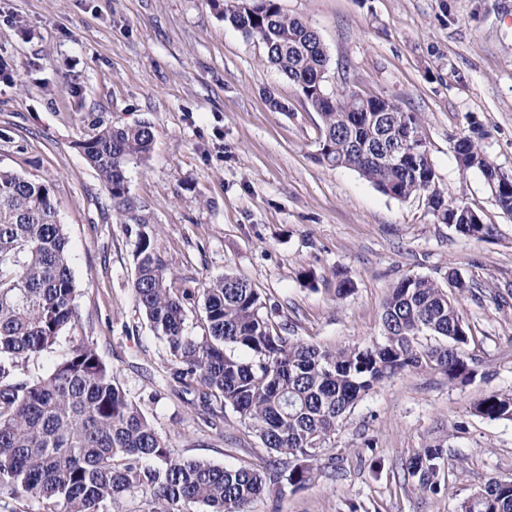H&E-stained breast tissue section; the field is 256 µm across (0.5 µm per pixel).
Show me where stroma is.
<instances>
[{"instance_id": "35a3bbf8", "label": "stroma", "mask_w": 512, "mask_h": 512, "mask_svg": "<svg viewBox=\"0 0 512 512\" xmlns=\"http://www.w3.org/2000/svg\"><path fill=\"white\" fill-rule=\"evenodd\" d=\"M308 21L343 84L422 113L438 183L494 234L469 240L424 199L398 201L355 171L318 162L320 118L264 51L224 21L222 0H0V168L50 186L76 284L77 335L175 452L223 467L273 456L232 408L211 426L167 376L169 354L132 296L141 234L203 335L207 281L252 285L285 334L328 346L382 341V305L408 276L476 284L462 302L477 375L434 370L385 379L348 412L315 478L253 501L250 512H457L493 477L512 478V421L469 412L512 391V215L479 172L460 176L449 137L469 119L512 176V0H280ZM279 99L286 111L271 109ZM150 123L153 149L127 168L115 207L77 148L105 126ZM312 270L305 282L301 270ZM355 284L336 298L337 272ZM445 446L441 491L408 476L414 452ZM380 459L372 470V459Z\"/></svg>"}]
</instances>
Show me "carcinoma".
Instances as JSON below:
<instances>
[{"label": "carcinoma", "mask_w": 512, "mask_h": 512, "mask_svg": "<svg viewBox=\"0 0 512 512\" xmlns=\"http://www.w3.org/2000/svg\"><path fill=\"white\" fill-rule=\"evenodd\" d=\"M224 22L261 43L264 62L283 74L318 112L319 161L357 172L382 194L401 201L430 197L439 223L467 239L492 235L473 221L464 199L430 190L437 178L418 112L384 97L345 87L330 91L328 55L318 32L285 13L279 0H223ZM484 131L470 123L455 137L462 174L478 171L499 209L512 214V178L482 147ZM148 123L104 127L77 143L114 200L127 193V166L152 149ZM135 305L170 356L169 376L203 399L208 415L231 406L263 447L285 458L268 472L251 465L226 468L176 455L112 368L85 339L45 375L21 378L19 362L56 345L77 322L76 286L68 241L56 218L51 189L0 170V495L45 504L44 512H112L141 499L142 512H246L268 485L300 488L314 478L346 413L384 378L404 370H439L466 381L479 364L468 350L471 328L461 299L471 284L451 271L447 285L409 276L383 303V341L340 348L285 336L263 315L260 294L226 274L201 289L204 331L187 333L185 300L168 276L148 235L135 250ZM422 336L441 343L423 346ZM244 351L242 357L238 351ZM489 421H512V394L492 391L470 406ZM444 455L434 442L409 460L408 474L424 492L438 494ZM466 512H512V480H489Z\"/></svg>", "instance_id": "obj_1"}]
</instances>
